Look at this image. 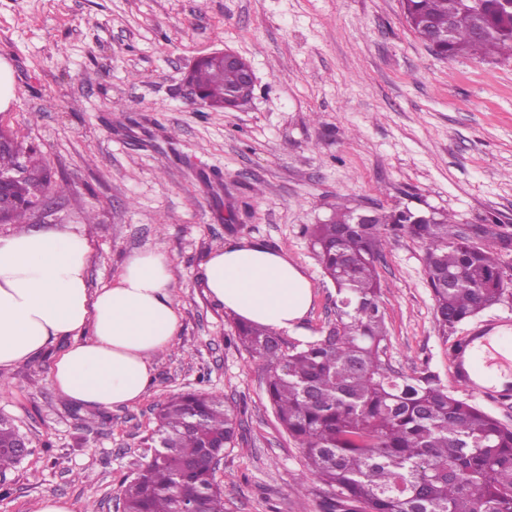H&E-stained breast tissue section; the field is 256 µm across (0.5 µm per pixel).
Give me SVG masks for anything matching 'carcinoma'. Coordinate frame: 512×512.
<instances>
[{
	"mask_svg": "<svg viewBox=\"0 0 512 512\" xmlns=\"http://www.w3.org/2000/svg\"><path fill=\"white\" fill-rule=\"evenodd\" d=\"M417 37L451 32L436 54L512 56V0H403ZM206 106L224 109L237 69L198 61L190 71ZM22 145L0 150V171L24 161L27 178L5 222L35 210L31 187H54L49 170ZM338 203L311 237L336 285V324L315 340L290 342L267 327L237 322V340L264 365L266 392L282 428L307 461L302 481L333 489L328 512H512V427L464 399L425 367L410 376L384 360L388 336L377 262L390 238L426 246L434 319L443 336L509 292L500 258L475 245L446 213L408 207L353 224ZM239 423L224 397L182 392L160 405L136 472L121 484L126 512H224L208 454L233 448ZM18 430L0 417V475L20 462Z\"/></svg>",
	"mask_w": 512,
	"mask_h": 512,
	"instance_id": "obj_1",
	"label": "carcinoma"
}]
</instances>
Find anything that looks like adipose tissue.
Masks as SVG:
<instances>
[{"label":"adipose tissue","mask_w":512,"mask_h":512,"mask_svg":"<svg viewBox=\"0 0 512 512\" xmlns=\"http://www.w3.org/2000/svg\"><path fill=\"white\" fill-rule=\"evenodd\" d=\"M89 238L66 229L0 236V370L64 341L51 385L87 411L132 406L146 394L156 356L179 333L167 257L131 254L110 283L88 286ZM207 294L240 320L300 333L313 297L305 269L287 254L241 239L211 252Z\"/></svg>","instance_id":"obj_1"}]
</instances>
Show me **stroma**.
<instances>
[{"instance_id": "1", "label": "stroma", "mask_w": 512, "mask_h": 512, "mask_svg": "<svg viewBox=\"0 0 512 512\" xmlns=\"http://www.w3.org/2000/svg\"><path fill=\"white\" fill-rule=\"evenodd\" d=\"M217 49L254 71L241 108L185 95V73ZM0 60L14 81L0 128L65 187L28 227L87 231L93 288L159 248L180 315L130 407L68 404L49 383V354L9 369L0 416L32 453L0 479V512H36L48 496L75 512H122L120 484L158 406L188 389L223 395L242 422L217 473L226 512H323L331 490L298 486L304 458L275 417L262 363L235 340V315L204 288L205 259L239 239L288 253L313 283L308 338L335 323L336 288L307 229L338 202L431 207L463 231L495 224L481 244L512 267V58L434 54L401 0H0ZM425 253L402 234L377 263L386 362L403 375L431 368L452 389Z\"/></svg>"}]
</instances>
